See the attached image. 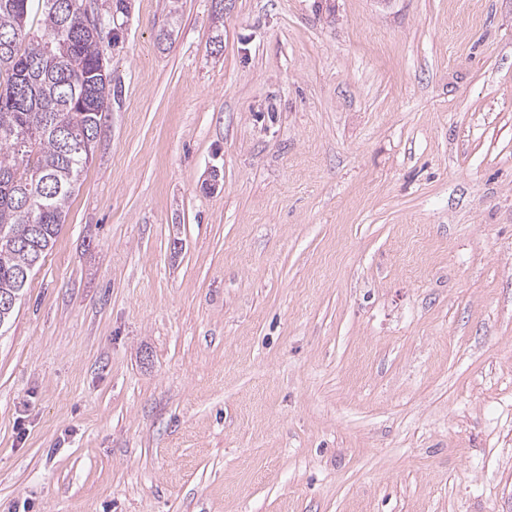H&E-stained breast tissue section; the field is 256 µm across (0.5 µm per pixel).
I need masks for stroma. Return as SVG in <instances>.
Segmentation results:
<instances>
[{
  "instance_id": "1",
  "label": "stroma",
  "mask_w": 512,
  "mask_h": 512,
  "mask_svg": "<svg viewBox=\"0 0 512 512\" xmlns=\"http://www.w3.org/2000/svg\"><path fill=\"white\" fill-rule=\"evenodd\" d=\"M84 6L0 512H512V0Z\"/></svg>"
}]
</instances>
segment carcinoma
Returning <instances> with one entry per match:
<instances>
[{
  "instance_id": "cac0c4a2",
  "label": "carcinoma",
  "mask_w": 512,
  "mask_h": 512,
  "mask_svg": "<svg viewBox=\"0 0 512 512\" xmlns=\"http://www.w3.org/2000/svg\"><path fill=\"white\" fill-rule=\"evenodd\" d=\"M83 0H0V300H20L65 224L111 95Z\"/></svg>"
}]
</instances>
